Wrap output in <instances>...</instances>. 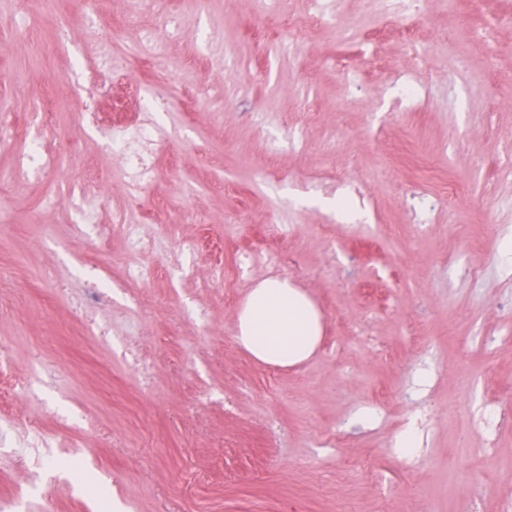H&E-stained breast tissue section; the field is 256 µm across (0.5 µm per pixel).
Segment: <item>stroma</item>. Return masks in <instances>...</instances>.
Masks as SVG:
<instances>
[{
	"label": "stroma",
	"instance_id": "1",
	"mask_svg": "<svg viewBox=\"0 0 512 512\" xmlns=\"http://www.w3.org/2000/svg\"><path fill=\"white\" fill-rule=\"evenodd\" d=\"M101 8L99 25L84 0H30L24 14L0 0V114L20 128L51 108L46 149L62 135L76 145L44 181L0 180V269L12 276L0 285V512H502L512 424L492 443L479 424L512 406V0H426L418 59L370 0H335L334 28L297 45L257 0H159L141 26L174 19L178 32L148 70L129 0ZM107 38L126 60L116 103L148 76L169 84L158 176L136 196L80 124L96 84L66 82ZM394 78L424 103L392 108ZM424 163L434 175L420 185ZM86 176L103 187L102 218L125 215L157 239L147 264L209 236L224 245L223 281L205 247L177 287L159 273L126 280L121 234L74 228L62 186ZM351 176L370 198L355 219L316 204L314 184ZM451 181L467 188L452 204ZM414 188L436 203L423 232ZM452 208L463 223H449ZM273 219L287 235L270 233ZM250 246L281 263L238 271ZM92 259L115 284L108 301L78 287ZM270 278L321 315L315 353L290 367L236 339L241 304ZM417 404L434 416L411 466L391 443ZM364 408L376 416L361 426Z\"/></svg>",
	"mask_w": 512,
	"mask_h": 512
}]
</instances>
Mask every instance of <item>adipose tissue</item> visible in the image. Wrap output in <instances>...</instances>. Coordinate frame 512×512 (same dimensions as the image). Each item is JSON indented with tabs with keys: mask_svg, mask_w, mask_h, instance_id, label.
Instances as JSON below:
<instances>
[{
	"mask_svg": "<svg viewBox=\"0 0 512 512\" xmlns=\"http://www.w3.org/2000/svg\"><path fill=\"white\" fill-rule=\"evenodd\" d=\"M238 342L255 359L285 367L308 359L320 339V314L300 289L268 279L253 288L238 314Z\"/></svg>",
	"mask_w": 512,
	"mask_h": 512,
	"instance_id": "adipose-tissue-1",
	"label": "adipose tissue"
}]
</instances>
